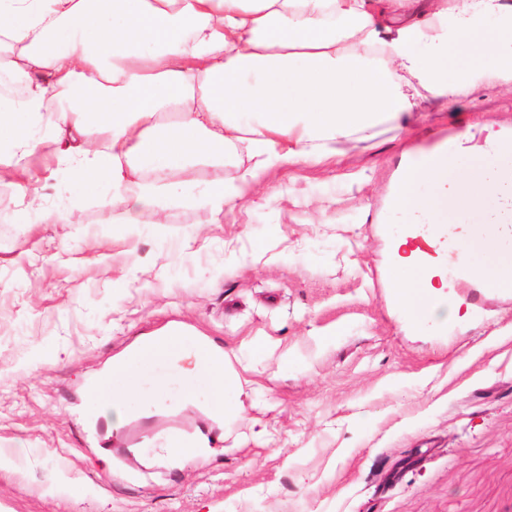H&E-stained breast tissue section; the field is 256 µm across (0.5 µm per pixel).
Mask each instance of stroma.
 <instances>
[{
	"label": "stroma",
	"mask_w": 512,
	"mask_h": 512,
	"mask_svg": "<svg viewBox=\"0 0 512 512\" xmlns=\"http://www.w3.org/2000/svg\"><path fill=\"white\" fill-rule=\"evenodd\" d=\"M422 106L337 163L269 173L220 224L200 205L113 223L42 157L62 220L25 224L0 169V512H512V289L449 278L470 314L428 333L387 274L403 164L476 121L512 132V90ZM174 327L249 354L238 417L204 387L159 410L93 400L113 358ZM173 430L210 446L171 462Z\"/></svg>",
	"instance_id": "stroma-1"
}]
</instances>
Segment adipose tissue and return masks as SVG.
I'll return each mask as SVG.
<instances>
[{"label": "adipose tissue", "instance_id": "obj_1", "mask_svg": "<svg viewBox=\"0 0 512 512\" xmlns=\"http://www.w3.org/2000/svg\"><path fill=\"white\" fill-rule=\"evenodd\" d=\"M0 74L24 93L0 111V166L18 170L21 199L38 198L30 160L49 140L74 196L108 198L125 223L197 203L219 224L269 172L338 157L353 135L421 110L424 93L445 109L477 84L512 85V0H0ZM471 138L407 168L392 198L400 295L424 329L459 319L462 305L439 260L410 248V225H444L460 258L480 256L475 279L512 287V154L501 133L476 150ZM229 146L248 161L230 181ZM189 167L210 176L187 186L177 176ZM160 360L183 363L182 400L203 381L218 413H237L229 353L176 329L113 361L92 396L167 401L166 382L141 392V369Z\"/></svg>", "mask_w": 512, "mask_h": 512}]
</instances>
